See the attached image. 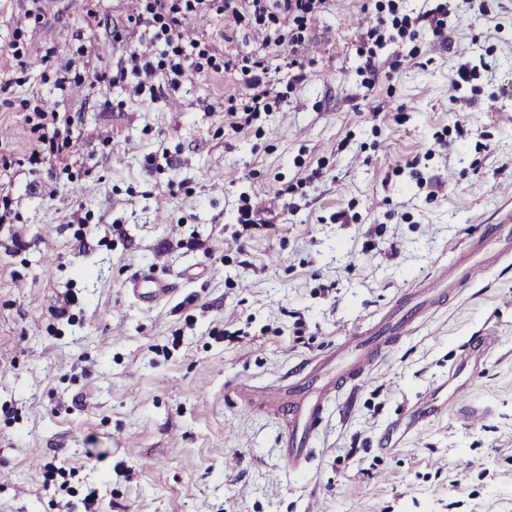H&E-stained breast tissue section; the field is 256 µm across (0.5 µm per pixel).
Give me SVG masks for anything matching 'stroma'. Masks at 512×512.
Here are the masks:
<instances>
[{"mask_svg":"<svg viewBox=\"0 0 512 512\" xmlns=\"http://www.w3.org/2000/svg\"><path fill=\"white\" fill-rule=\"evenodd\" d=\"M441 4L442 34L366 65L362 25ZM25 7L0 0V153L37 149L33 96L74 124L71 147L0 185L15 213L0 224V512H512V255L332 401L300 472L280 458L281 404L243 397L377 323L512 213V0H330L292 53L195 17L193 37L263 60L279 97L240 132L224 120L238 71L154 97L95 80L124 45L93 18L130 0H47L19 36ZM141 271L171 293L140 302ZM480 335L497 345L468 359ZM458 381L482 421L447 406ZM431 393L442 411L412 419Z\"/></svg>","mask_w":512,"mask_h":512,"instance_id":"1","label":"stroma"}]
</instances>
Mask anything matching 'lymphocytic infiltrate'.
Returning a JSON list of instances; mask_svg holds the SVG:
<instances>
[{"label":"lymphocytic infiltrate","instance_id":"f902f5d3","mask_svg":"<svg viewBox=\"0 0 512 512\" xmlns=\"http://www.w3.org/2000/svg\"><path fill=\"white\" fill-rule=\"evenodd\" d=\"M329 0H252L255 22L282 19L275 30V45L303 42V32L312 16L326 11ZM228 0H137L124 24L112 27L114 39H121L124 28H145L144 37L126 46L112 66V83L132 81L134 94H157L161 86H181L195 76L216 72L215 56L198 49L196 41L185 36L188 20L200 13L224 15ZM242 91L229 96L225 114L230 127L242 131L268 111L274 99L266 80L263 61L240 70Z\"/></svg>","mask_w":512,"mask_h":512}]
</instances>
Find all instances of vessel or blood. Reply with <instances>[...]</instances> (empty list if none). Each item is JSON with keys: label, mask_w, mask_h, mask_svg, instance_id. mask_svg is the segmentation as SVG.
I'll use <instances>...</instances> for the list:
<instances>
[{"label": "vessel or blood", "mask_w": 512, "mask_h": 512, "mask_svg": "<svg viewBox=\"0 0 512 512\" xmlns=\"http://www.w3.org/2000/svg\"><path fill=\"white\" fill-rule=\"evenodd\" d=\"M489 243L507 250L512 245V230L504 224L483 225L479 238L443 276L441 284L419 291L412 307L402 315L384 321L374 330L353 333L325 358L314 360L297 381L289 383L291 427L281 450V459L289 471L300 469L306 462L318 426L341 390L363 382L393 340L407 335L418 315L438 305L442 285H455L483 270L488 264L484 248Z\"/></svg>", "instance_id": "obj_1"}]
</instances>
